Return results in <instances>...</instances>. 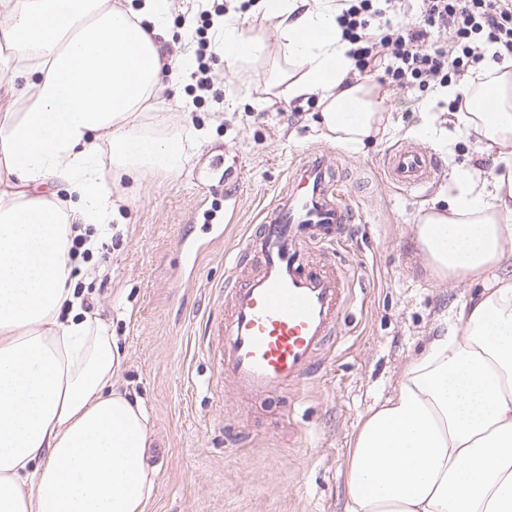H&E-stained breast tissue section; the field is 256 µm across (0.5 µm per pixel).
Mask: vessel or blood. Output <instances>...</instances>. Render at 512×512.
Returning a JSON list of instances; mask_svg holds the SVG:
<instances>
[{
    "label": "vessel or blood",
    "instance_id": "obj_1",
    "mask_svg": "<svg viewBox=\"0 0 512 512\" xmlns=\"http://www.w3.org/2000/svg\"><path fill=\"white\" fill-rule=\"evenodd\" d=\"M382 167L394 186L421 191L442 163L403 141L385 153ZM352 220L351 205L330 177L327 152L314 148L263 212L260 230L242 238L241 250L256 254L259 268L232 292L227 317L214 321L205 345L223 380L243 397L301 391L328 362L329 342L359 275L350 265L341 273L311 265L305 247H342Z\"/></svg>",
    "mask_w": 512,
    "mask_h": 512
}]
</instances>
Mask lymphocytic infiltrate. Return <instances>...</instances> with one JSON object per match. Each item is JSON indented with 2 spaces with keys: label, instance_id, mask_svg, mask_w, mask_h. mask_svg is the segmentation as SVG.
Segmentation results:
<instances>
[{
  "label": "lymphocytic infiltrate",
  "instance_id": "1",
  "mask_svg": "<svg viewBox=\"0 0 512 512\" xmlns=\"http://www.w3.org/2000/svg\"><path fill=\"white\" fill-rule=\"evenodd\" d=\"M336 23L356 71L397 94L483 71L512 58V0H338Z\"/></svg>",
  "mask_w": 512,
  "mask_h": 512
}]
</instances>
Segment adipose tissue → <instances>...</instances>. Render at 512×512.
Returning <instances> with one entry per match:
<instances>
[{"mask_svg": "<svg viewBox=\"0 0 512 512\" xmlns=\"http://www.w3.org/2000/svg\"><path fill=\"white\" fill-rule=\"evenodd\" d=\"M277 19L292 97L317 95L322 137L357 150L386 132L370 79L352 77L334 0H260ZM169 0H0V65L25 112L0 118V512H144L149 419L117 383L109 325L74 283V236L97 249L117 200L103 149L133 178L182 169L205 128L138 121L166 87ZM495 90L498 113L481 110ZM458 121L504 173L455 174L412 226L441 282L474 286L457 323L402 367L348 453V512H512V68L464 79ZM65 186L68 206L43 193Z\"/></svg>", "mask_w": 512, "mask_h": 512, "instance_id": "obj_1", "label": "adipose tissue"}]
</instances>
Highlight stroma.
Here are the masks:
<instances>
[{
	"mask_svg": "<svg viewBox=\"0 0 512 512\" xmlns=\"http://www.w3.org/2000/svg\"><path fill=\"white\" fill-rule=\"evenodd\" d=\"M238 21L262 38L266 53L238 68L223 55L208 60L212 82L199 90L192 74L151 109L171 116L172 128L207 129L208 143L181 171L139 180L117 179L124 194L112 235L77 286L90 311L111 328L123 355L119 382L140 399L150 417L148 461L156 470L145 512H347V457L362 418L395 391L404 363L455 318L469 286L431 278L417 256L411 227L433 201L448 196L459 170L494 173L497 165L475 134L435 120L433 90L383 94L389 131L362 150L326 143L315 125L316 97L292 99L281 72L274 19L253 10ZM196 0H172L168 56L178 60L196 46L202 27ZM193 99L182 112L178 96ZM413 140L434 152L443 167L419 193L390 184L383 154ZM326 148L356 214L347 245L313 250L326 267L352 263L363 279L340 323L335 358L303 395L284 390L245 400L221 389L216 359L201 345L217 288L254 271L257 259L237 252L240 236L287 181L304 151ZM238 187L233 224H206L203 211L224 207L225 188Z\"/></svg>",
	"mask_w": 512,
	"mask_h": 512,
	"instance_id": "1",
	"label": "stroma"
}]
</instances>
